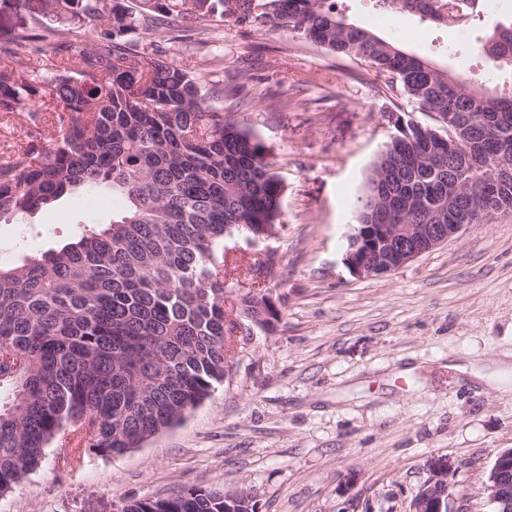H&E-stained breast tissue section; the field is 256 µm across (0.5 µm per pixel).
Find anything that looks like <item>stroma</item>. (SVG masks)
Returning <instances> with one entry per match:
<instances>
[{"instance_id":"stroma-1","label":"stroma","mask_w":512,"mask_h":512,"mask_svg":"<svg viewBox=\"0 0 512 512\" xmlns=\"http://www.w3.org/2000/svg\"><path fill=\"white\" fill-rule=\"evenodd\" d=\"M367 28L470 85L512 92V71L481 50L512 23V0H483L448 27L336 0ZM46 11V0H0V41ZM262 142L281 181L277 232L250 245L224 240L227 260H273L282 318L255 330L231 377L175 426L120 454L86 450L68 464L49 448L41 466L0 496V512H120L184 487L251 494L256 512H409L428 460L448 459L464 512H490L483 484L512 448V214L472 224L390 273L359 278L345 265L351 203L396 121L435 125L392 95L365 62L286 31L257 32L213 17L193 41L143 30ZM293 106H286V99ZM112 220L81 194L26 220L0 219V265L78 238Z\"/></svg>"}]
</instances>
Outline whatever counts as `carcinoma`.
<instances>
[{"label": "carcinoma", "mask_w": 512, "mask_h": 512, "mask_svg": "<svg viewBox=\"0 0 512 512\" xmlns=\"http://www.w3.org/2000/svg\"><path fill=\"white\" fill-rule=\"evenodd\" d=\"M393 14L465 24L482 0H378ZM47 0L0 44V114L27 128L0 152V216L66 195L110 192L112 222L58 250L0 267V495L45 449L122 452L172 427L224 380L249 298L224 308V238L272 229L281 184L264 146L212 109L197 78L136 38L169 18L219 16L286 30L364 60L384 85L446 127L396 119L354 204L358 224H446L462 210L512 212V94L465 80L348 22L334 0ZM93 40H81L83 23ZM512 68V23L483 46ZM202 487L123 512H228Z\"/></svg>", "instance_id": "obj_1"}]
</instances>
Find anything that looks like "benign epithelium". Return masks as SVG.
Wrapping results in <instances>:
<instances>
[{
	"label": "benign epithelium",
	"mask_w": 512,
	"mask_h": 512,
	"mask_svg": "<svg viewBox=\"0 0 512 512\" xmlns=\"http://www.w3.org/2000/svg\"><path fill=\"white\" fill-rule=\"evenodd\" d=\"M467 223L461 224H360L354 228L351 246L344 258L351 273L372 277L394 271L413 259L448 242ZM257 327L270 330L277 309L270 292L257 298ZM430 482L415 494L410 512H455V486L449 480L450 465L443 460L426 465ZM487 503L499 512H512V448L496 457L484 484Z\"/></svg>",
	"instance_id": "obj_1"
}]
</instances>
